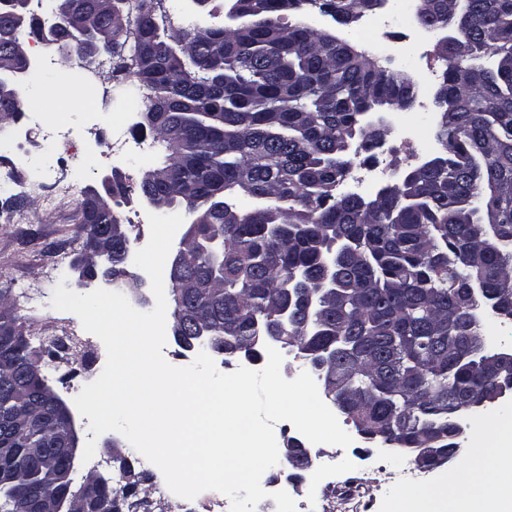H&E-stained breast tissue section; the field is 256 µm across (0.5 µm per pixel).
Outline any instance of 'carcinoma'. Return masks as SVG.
<instances>
[{
	"instance_id": "1",
	"label": "carcinoma",
	"mask_w": 512,
	"mask_h": 512,
	"mask_svg": "<svg viewBox=\"0 0 512 512\" xmlns=\"http://www.w3.org/2000/svg\"><path fill=\"white\" fill-rule=\"evenodd\" d=\"M331 10L342 26L376 0H229L248 25H197L176 32L164 0H0V58L41 18H62L55 49L89 68L112 63V78L134 73L139 44L151 46L136 86L142 128L165 143L166 160L146 170L140 199L205 215L188 245L189 262L166 268L169 296L183 282L207 291L183 306L205 321L200 343L216 351L230 338L260 347L283 337L303 366L334 390L331 400L365 441H377L437 468L463 435L455 419L502 402L512 366L492 346L479 312L512 320V0H467L460 22L452 0H415L423 29L463 26L438 44L444 70L434 96L441 153L406 171L374 197L336 196L353 141L368 154L382 133L366 118L405 112L416 100L405 74L388 73L335 35L286 21L283 2ZM0 80V121H16L35 66ZM129 187L91 190L81 233L97 235L124 274L130 238L117 240ZM290 306L288 322L280 310ZM21 328L0 297V453L13 449L11 480L0 481L4 512L42 488L57 512L77 502L101 509L114 489L90 499L59 447L65 419L39 402L23 375L44 368L28 344L4 340Z\"/></svg>"
}]
</instances>
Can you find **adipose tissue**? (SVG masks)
Returning a JSON list of instances; mask_svg holds the SVG:
<instances>
[{
  "label": "adipose tissue",
  "mask_w": 512,
  "mask_h": 512,
  "mask_svg": "<svg viewBox=\"0 0 512 512\" xmlns=\"http://www.w3.org/2000/svg\"><path fill=\"white\" fill-rule=\"evenodd\" d=\"M487 469L480 482L464 470L452 486L436 490L434 512H512V450L503 449Z\"/></svg>",
  "instance_id": "1"
}]
</instances>
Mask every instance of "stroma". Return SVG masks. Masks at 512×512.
Masks as SVG:
<instances>
[{
    "mask_svg": "<svg viewBox=\"0 0 512 512\" xmlns=\"http://www.w3.org/2000/svg\"><path fill=\"white\" fill-rule=\"evenodd\" d=\"M288 14V21L298 19ZM303 22L316 28L334 32L345 38L355 49L374 57L384 69L394 73L408 72L417 85V98L411 111L412 121L419 123L426 133L416 155H409L401 143L398 125L400 114H391L393 129L385 138L386 149L372 161L355 158L339 193H356L369 198L378 189L393 183L394 172L406 171L416 160L436 155L441 147L435 140L437 109L434 95L442 80L444 66L433 52L436 38L422 33L421 38L428 52L427 70L405 68L395 57L380 54L376 44L405 38L407 29L391 24L377 35L358 34L356 27H339L331 17L313 11L303 17ZM68 83L43 90L44 98L56 101L62 111L75 112L80 98L76 84L87 79L101 90L111 91L114 82L105 73L81 70L68 73ZM7 135L21 139L25 158H38L43 154L44 134L40 123L31 113H24L17 124L7 128ZM112 136L111 126L101 120L79 121L71 151L82 154V166H71L69 158L52 156L50 163L57 180L77 181L81 189L101 188L105 177L121 174L127 185H137L147 165H159L166 151L161 143H153L149 163L137 158L104 153L102 144ZM25 158L0 159V295L13 304L22 321V331L29 336L36 351H43L48 342L61 340L71 330L81 329L76 315L62 317L51 306L53 290L57 284L66 289L78 290L76 260L84 250V237L78 231L79 205L77 197L59 194L48 196L46 191L31 188L27 179ZM88 352L84 344L70 343L64 353L63 368L45 367L47 383L66 404H73L83 384L78 375L86 366ZM74 422L80 442L95 440V454L89 462L75 461L72 477L83 482L88 474L104 478H122L132 500L138 501L137 512H207L204 504L189 503L175 494L161 493L157 488L155 473L135 452L133 446L118 432L108 431L94 435L89 429L88 417L75 416ZM471 448H462L459 456L450 463L435 469L418 468L412 458L378 443H368L361 436H354L351 448L328 446L318 449L319 458L327 460V472L312 469L295 473L285 462L271 469L272 477L267 492L287 491L296 502L297 512H342V500L334 487L336 474L343 457H350L362 468L364 492L372 503L371 512H395L397 506H406L409 512H431L429 495L445 486L462 469L472 466Z\"/></svg>",
    "mask_w": 512,
    "mask_h": 512,
    "instance_id": "obj_1",
    "label": "stroma"
}]
</instances>
